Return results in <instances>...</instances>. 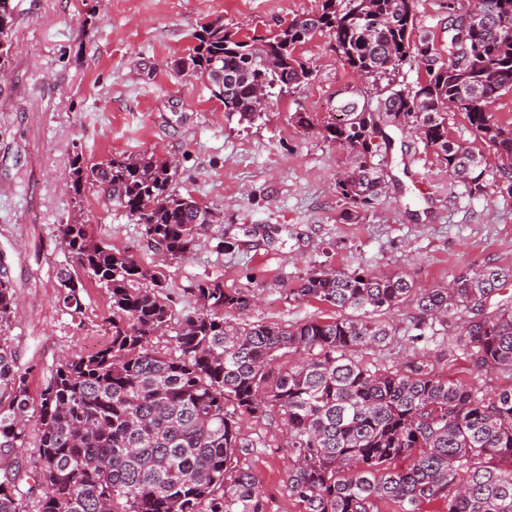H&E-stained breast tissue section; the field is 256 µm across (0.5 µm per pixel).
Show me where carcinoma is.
Masks as SVG:
<instances>
[{"label": "carcinoma", "instance_id": "obj_1", "mask_svg": "<svg viewBox=\"0 0 512 512\" xmlns=\"http://www.w3.org/2000/svg\"><path fill=\"white\" fill-rule=\"evenodd\" d=\"M480 17L468 25L448 0V60L429 37L414 39L415 0H322L321 10L271 37L244 40L222 26L176 64L196 74L224 111L252 123L269 102L309 80L293 54L318 32L329 35L343 65L385 85L384 111L354 87L338 101L321 137L349 149L351 166L336 182L347 220L376 204L384 185L376 122L396 123L432 149L471 197L488 185L512 197V124L488 106L512 89V0H467ZM16 5L0 0V70L8 63ZM425 58L428 79L408 89L396 74ZM464 115L475 139L499 165L487 183L483 155L448 137V112ZM176 171L154 151L114 155L89 164L71 160L69 192L79 200L97 186L104 204L143 227L167 260L190 257L204 236L224 244L221 216L176 192ZM60 243L110 299V342L64 358L41 391L35 426L37 457L29 472L0 464V512H265L255 474L238 456L256 443L243 437L238 415H276L285 433L289 497L304 512H512V387L491 396L473 383L436 379L421 357L380 369L366 352L392 343L397 329L381 316L405 303L419 317L415 337L439 331L474 369L512 372V299L499 298L512 267L487 266L420 289L404 274L319 270L290 290L342 312L329 322L281 326L245 319L252 297L227 291L217 278L199 280L196 307L174 318L166 285L127 252L95 240L87 225H58ZM57 304L81 309V279L58 272ZM16 291L0 271V452L25 441L28 369L9 336ZM172 352L148 344L170 330Z\"/></svg>", "mask_w": 512, "mask_h": 512}]
</instances>
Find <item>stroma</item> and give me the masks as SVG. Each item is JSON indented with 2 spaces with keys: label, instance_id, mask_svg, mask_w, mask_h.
Segmentation results:
<instances>
[{
  "label": "stroma",
  "instance_id": "stroma-1",
  "mask_svg": "<svg viewBox=\"0 0 512 512\" xmlns=\"http://www.w3.org/2000/svg\"><path fill=\"white\" fill-rule=\"evenodd\" d=\"M9 75L0 80V263L18 296L12 345L38 397L62 356L90 353L111 331L106 288L86 281L81 311H62L57 274L70 267L58 225L81 216L90 235L133 254L155 270L175 313L193 309L191 293L205 277L245 290L256 302L249 321L289 326L331 321L335 307L289 295L315 269L402 273L419 287L447 285L454 275L487 265L512 266V197L489 190L468 197L450 184L432 150L388 127L384 150L388 186L374 208L347 221L336 181L351 164L348 149L312 133L298 135L295 112L317 123L336 114V92L355 82L327 34L297 45L310 80L272 98L266 116L239 122L201 80L177 72L203 28L224 25L240 38L268 35L317 12L321 0H15ZM444 0H415L417 29L440 55L448 53ZM147 150L176 158L178 193L224 216L233 250L201 240L190 259L158 262L141 225L106 208L87 186L75 211L64 186L74 153L97 163ZM418 310L406 302L388 311L399 331L367 362L388 368L428 352L436 376L481 385L494 393L512 374L476 371L447 344L410 339L404 331ZM242 431L257 442L240 458L258 477L266 512H300L286 491L288 455L279 421L243 416Z\"/></svg>",
  "mask_w": 512,
  "mask_h": 512
}]
</instances>
